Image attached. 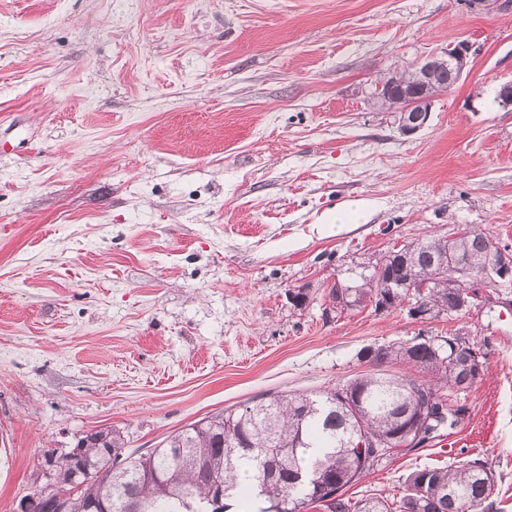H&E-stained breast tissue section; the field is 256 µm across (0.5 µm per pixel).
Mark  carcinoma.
I'll use <instances>...</instances> for the list:
<instances>
[{"mask_svg":"<svg viewBox=\"0 0 512 512\" xmlns=\"http://www.w3.org/2000/svg\"><path fill=\"white\" fill-rule=\"evenodd\" d=\"M490 235L465 224L446 236L410 241L414 262L390 259L382 272L359 273L353 285L331 287L330 296L347 308L402 307L411 298L401 283L428 281L423 303L434 318L458 314L463 288L453 283L448 258H460L474 275L487 262ZM481 354L465 336H450L445 345L421 336L405 344L366 351L374 362H403L431 375V380L367 372L318 394L274 395L240 410L205 417L169 437L165 446L143 453L120 452L108 458L94 443L78 448L92 466L112 460L110 475L86 482L80 471L64 466L57 490L73 494L70 512H86L102 503L107 512H227V502L262 501L259 512H485L494 486L486 462L466 460L448 469L411 473L400 497L373 493L356 501L344 497L379 461L396 450H411L457 423L464 407L450 392L468 389L480 375L468 371V358ZM388 443L375 456L358 453L360 438ZM254 448H266L260 456ZM224 484V505L214 508L212 479Z\"/></svg>","mask_w":512,"mask_h":512,"instance_id":"obj_1","label":"carcinoma"}]
</instances>
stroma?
Segmentation results:
<instances>
[{"label": "stroma", "instance_id": "obj_1", "mask_svg": "<svg viewBox=\"0 0 512 512\" xmlns=\"http://www.w3.org/2000/svg\"><path fill=\"white\" fill-rule=\"evenodd\" d=\"M461 41L469 73L402 135L375 81ZM509 79L512 6L0 0V512L91 430L156 448L251 400L408 373L365 350L458 333L485 354L458 425L347 495L477 458L512 512V288L427 323L329 296L397 240L477 224L512 247Z\"/></svg>", "mask_w": 512, "mask_h": 512}]
</instances>
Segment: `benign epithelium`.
I'll return each mask as SVG.
<instances>
[{
    "instance_id": "7a95c632",
    "label": "benign epithelium",
    "mask_w": 512,
    "mask_h": 512,
    "mask_svg": "<svg viewBox=\"0 0 512 512\" xmlns=\"http://www.w3.org/2000/svg\"><path fill=\"white\" fill-rule=\"evenodd\" d=\"M473 46L461 41L452 45L442 54L426 55L417 59L412 65V79L409 87L404 88L397 83L399 74L386 75L375 83L371 100L376 104L392 103L396 112L398 130L406 135H414L421 131L429 122L436 94L429 91L434 83L448 87V79L459 81L470 66ZM494 288H512V251L500 247L496 242L487 243V265L483 276L468 282L470 290L466 291L460 309L472 306L475 299L474 288L484 286ZM59 460L49 456L46 458L44 471L50 477L45 492H38L24 497L17 512H42L46 495H51V512H64L65 496L55 491L56 479L53 473L58 467Z\"/></svg>"
}]
</instances>
